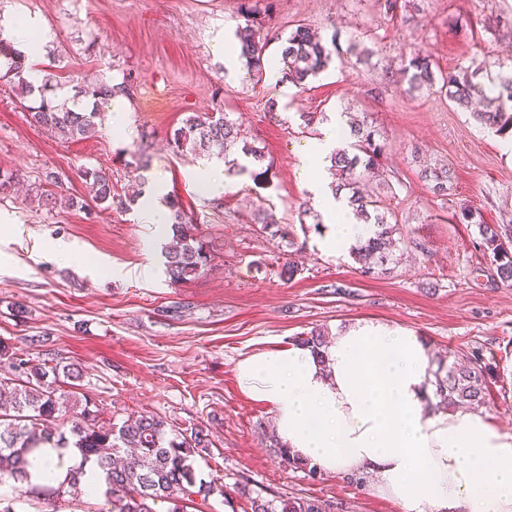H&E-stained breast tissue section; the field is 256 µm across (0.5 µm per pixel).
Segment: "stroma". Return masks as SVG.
Here are the masks:
<instances>
[{
	"mask_svg": "<svg viewBox=\"0 0 512 512\" xmlns=\"http://www.w3.org/2000/svg\"><path fill=\"white\" fill-rule=\"evenodd\" d=\"M246 0H0V14L37 12L55 31L43 68L66 78L130 81L124 127L62 142L36 127L32 98L0 86V341L33 362L55 359L82 371L91 409L122 424L149 413L180 429L199 428L210 446L197 456L205 481L223 489L189 512H250L255 497L313 498L331 512H400L369 479L312 474L283 461L272 411L244 394L235 366L254 352L296 343L311 330L359 318L394 322L424 336L439 356L482 352L496 377L484 410L512 429V287L476 272L475 229L456 223L460 206L488 224L512 225V143L437 94L408 95L400 69L414 47L448 72L485 55L512 69V0H247L266 56L305 24L372 50L370 64L332 61L306 90L256 78L244 61L227 67L212 45L235 42ZM276 111H268L269 101ZM365 113L386 145L391 209L403 255L390 273L363 276L349 255H334L320 234L303 233L322 214L301 169L325 129H300L298 113ZM226 112L241 123L270 166L265 183L231 177L215 194L196 180L197 155L173 152L182 119ZM451 164L447 199L421 179L412 147ZM149 157L144 198L176 197L214 256L205 273L171 284L161 249L165 225L147 220L142 201L128 211L90 203L83 169L109 173L128 197L125 168ZM59 204L45 203L47 194ZM76 198L67 207L65 198ZM309 202L311 214L299 206ZM272 208L287 241L253 222ZM299 266L282 281L286 258Z\"/></svg>",
	"mask_w": 512,
	"mask_h": 512,
	"instance_id": "obj_1",
	"label": "stroma"
}]
</instances>
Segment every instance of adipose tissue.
Wrapping results in <instances>:
<instances>
[{
	"instance_id": "ef3b65f1",
	"label": "adipose tissue",
	"mask_w": 512,
	"mask_h": 512,
	"mask_svg": "<svg viewBox=\"0 0 512 512\" xmlns=\"http://www.w3.org/2000/svg\"><path fill=\"white\" fill-rule=\"evenodd\" d=\"M0 34L35 64L54 32L40 14L0 19ZM324 247L345 253L368 235L327 193ZM433 351L377 319L337 329L322 352L297 344L241 358L238 385L266 403L280 443L326 474L369 475L402 512H512V433L481 410L434 409Z\"/></svg>"
}]
</instances>
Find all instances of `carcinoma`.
I'll return each mask as SVG.
<instances>
[{
    "instance_id": "obj_1",
    "label": "carcinoma",
    "mask_w": 512,
    "mask_h": 512,
    "mask_svg": "<svg viewBox=\"0 0 512 512\" xmlns=\"http://www.w3.org/2000/svg\"><path fill=\"white\" fill-rule=\"evenodd\" d=\"M245 21L236 31L240 57L246 67L261 78L265 74L262 58L266 42L256 38L251 25L253 8L241 5ZM337 35L326 43L313 37L309 27L298 25L281 47L284 78L294 86L306 87L308 80L316 77L331 62L336 52ZM489 61H471L466 66L436 74L429 56L419 51L408 65L401 69L406 93H440L448 96L457 107L471 111L480 124L495 130L499 135L512 137V72L499 74L492 85L477 82V76L488 70ZM27 64L13 45L0 38V83L22 94H39V105L30 107L36 124L68 142L95 136L102 126L104 108L120 93H125L123 82H99L75 89L74 97L87 102V107L75 110L68 103H58L45 96V92L62 86L60 76L46 69L41 85L33 86L28 79ZM346 119L340 146L333 150L329 170L335 176L331 183L333 194H342L343 200L363 223L369 225V235L360 240L350 256L362 263L361 272L375 274L385 263L395 257L401 243L400 225L387 217L381 194H366L361 189L365 177L380 165L384 145L376 139L377 131L364 119L339 113ZM170 144L178 153H202L219 145L230 152L239 145L240 153L224 162L227 172L235 175L251 173L263 178L268 170L256 171L262 164L264 153L250 145L242 134L241 124L229 118L227 112L192 114L174 129ZM89 180L90 194L97 204L112 206L115 201L112 178L96 169L84 170ZM421 175L432 183L433 193L448 196L452 179L449 164L427 163ZM170 231L173 245L164 252V268L170 282L176 284L196 277L208 268L214 248L200 240L193 232V225L186 214L175 204H170ZM461 224L476 227L473 249L477 258L489 261L478 271L496 286L512 287V227L504 224H487L481 216L468 207L456 214ZM493 367L484 355L474 351L458 359L448 356V364H439L435 372L436 408H478L489 396V381ZM82 377L74 364L61 366L45 360L32 364L13 357L9 347L0 342V392L9 391V406L0 413V484L13 481L18 494L38 500H63L77 498L85 493L90 463L105 473L104 496L113 512H155L153 505L162 500L174 503V512H186V506L195 498L209 494L212 485L197 481L196 456L209 447L210 440L201 429L190 435L169 427L159 417L139 414L128 418L121 426L99 420L89 403L73 408L81 411L66 419L61 414L60 399L70 401L65 388ZM71 424L70 435L60 426ZM67 448L72 446L80 454V461L69 470L64 480L56 484L36 485L29 480L28 468L37 451L45 446ZM323 504L316 499L289 497L278 502L263 498L251 499V512H323Z\"/></svg>"
}]
</instances>
